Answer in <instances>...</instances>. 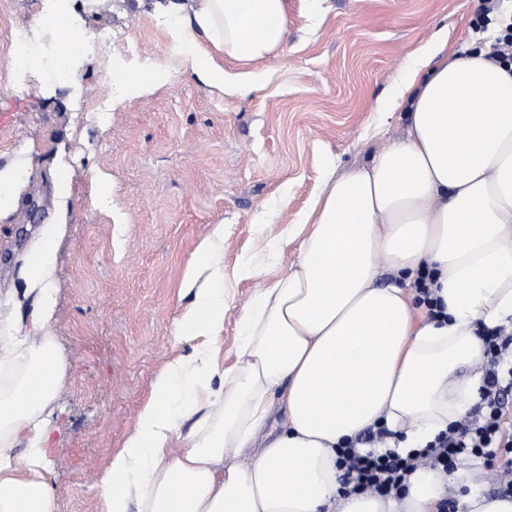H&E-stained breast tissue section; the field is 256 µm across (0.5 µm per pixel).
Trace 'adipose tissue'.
Segmentation results:
<instances>
[{
	"label": "adipose tissue",
	"instance_id": "adipose-tissue-1",
	"mask_svg": "<svg viewBox=\"0 0 512 512\" xmlns=\"http://www.w3.org/2000/svg\"><path fill=\"white\" fill-rule=\"evenodd\" d=\"M189 10L173 48L217 87L224 69L197 34L241 65L287 37L288 0H190ZM488 52L436 54L411 71L391 103L404 137L326 181L298 263L242 312L234 365L200 347L156 377L100 479L105 512H437L446 474L415 472L398 499L345 495L337 450L377 425L387 431L377 451L426 448L478 398L479 329L512 328V64ZM65 232L45 228L23 259L26 304L0 317V512H55L39 468L60 385L48 328ZM212 253L201 246L187 282L193 298L175 327L187 340L224 329ZM425 266L440 313L418 322Z\"/></svg>",
	"mask_w": 512,
	"mask_h": 512
}]
</instances>
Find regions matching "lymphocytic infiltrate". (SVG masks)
<instances>
[{
  "instance_id": "obj_1",
  "label": "lymphocytic infiltrate",
  "mask_w": 512,
  "mask_h": 512,
  "mask_svg": "<svg viewBox=\"0 0 512 512\" xmlns=\"http://www.w3.org/2000/svg\"><path fill=\"white\" fill-rule=\"evenodd\" d=\"M481 339L484 360L478 417L450 424L434 442L406 457L393 451L373 456L360 454L351 446L340 449L338 465L344 470V489L399 496L415 470L448 473L460 459L470 457L482 461L504 480L505 491H512V366L503 364L504 353L512 347V331L486 329Z\"/></svg>"
}]
</instances>
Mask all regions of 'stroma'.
Instances as JSON below:
<instances>
[{"label": "stroma", "mask_w": 512, "mask_h": 512, "mask_svg": "<svg viewBox=\"0 0 512 512\" xmlns=\"http://www.w3.org/2000/svg\"><path fill=\"white\" fill-rule=\"evenodd\" d=\"M174 3L69 0L86 40L107 26L130 51L63 63L38 32V67L13 80L10 32L38 18L29 0H0V167L30 162L17 208L0 219V313L21 295L22 257L44 225L67 220L51 326L64 373L42 468L56 512H103L99 480L113 452L166 364L195 348L174 328L216 225L226 306L210 347L229 365L243 309L297 263L296 226L326 180L369 165L404 135L402 112L384 106L407 72L495 34L483 0H288L286 43L251 67L200 39L224 65L219 90L173 52ZM146 65L164 78L123 91L124 75ZM101 179L112 185L106 203Z\"/></svg>", "instance_id": "1"}]
</instances>
